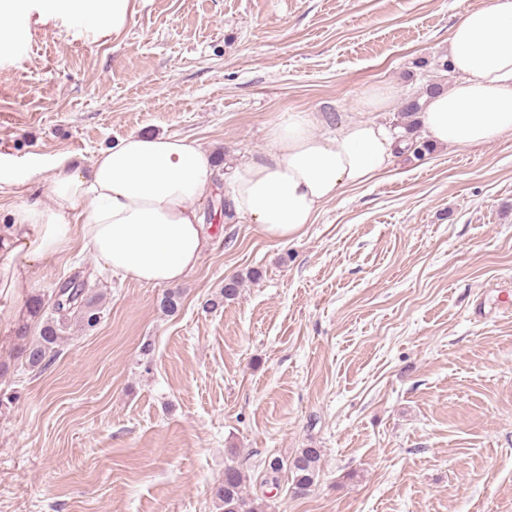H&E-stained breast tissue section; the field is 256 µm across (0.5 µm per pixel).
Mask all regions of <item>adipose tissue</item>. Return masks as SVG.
<instances>
[{
  "mask_svg": "<svg viewBox=\"0 0 512 512\" xmlns=\"http://www.w3.org/2000/svg\"><path fill=\"white\" fill-rule=\"evenodd\" d=\"M55 13L105 38L122 32L136 0H50ZM448 60L459 75L425 97L419 120L438 146L475 147L512 133V0H490L452 27ZM314 113L287 112L269 129L271 147L237 163L231 179L233 216L285 242L312 223L344 187L387 170L396 150L391 128L371 120L318 135ZM213 164L188 137L131 134L89 163L55 160L50 204L13 207L0 227L6 262L0 284L20 289L19 263L66 249L73 239L113 276L147 285L181 282L205 249L198 205L214 188Z\"/></svg>",
  "mask_w": 512,
  "mask_h": 512,
  "instance_id": "adipose-tissue-1",
  "label": "adipose tissue"
}]
</instances>
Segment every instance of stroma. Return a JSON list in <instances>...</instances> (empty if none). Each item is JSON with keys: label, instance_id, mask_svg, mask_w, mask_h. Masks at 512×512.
Here are the masks:
<instances>
[{"label": "stroma", "instance_id": "stroma-1", "mask_svg": "<svg viewBox=\"0 0 512 512\" xmlns=\"http://www.w3.org/2000/svg\"><path fill=\"white\" fill-rule=\"evenodd\" d=\"M486 0H138L118 35L18 21L0 58V225L48 201L61 155L131 133L188 136L216 163L207 246L175 289L100 272L81 242L0 289V512H216L235 465L269 512H512V133L438 147L322 206L286 243L220 212L237 162L286 112L317 133L383 122L441 71L448 36ZM242 283L213 309L226 279ZM83 284L101 319L70 313L42 370L17 354L54 294ZM43 308L30 316L27 304ZM322 451L311 491L256 464ZM394 95L391 89L373 88L364 93L361 104L378 112L388 111L393 103Z\"/></svg>", "mask_w": 512, "mask_h": 512}]
</instances>
